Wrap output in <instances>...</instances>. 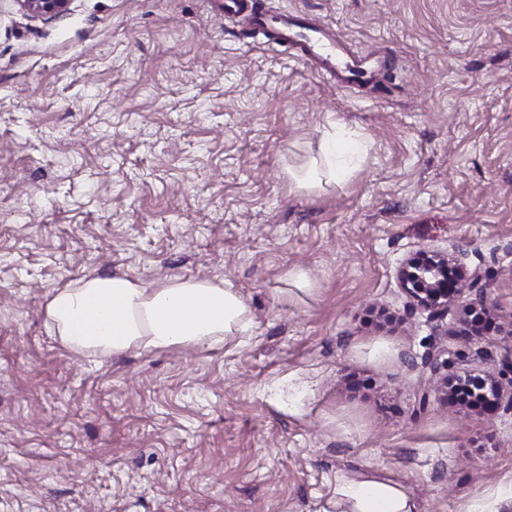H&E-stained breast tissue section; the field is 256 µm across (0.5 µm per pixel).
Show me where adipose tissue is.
<instances>
[{
	"label": "adipose tissue",
	"mask_w": 512,
	"mask_h": 512,
	"mask_svg": "<svg viewBox=\"0 0 512 512\" xmlns=\"http://www.w3.org/2000/svg\"><path fill=\"white\" fill-rule=\"evenodd\" d=\"M47 315L68 345L112 354L215 345L251 322L243 298L223 283L173 279L152 287L124 275L58 290ZM319 512H418V506L403 484L367 472L337 476Z\"/></svg>",
	"instance_id": "adipose-tissue-1"
}]
</instances>
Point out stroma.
<instances>
[{
	"label": "stroma",
	"mask_w": 512,
	"mask_h": 512,
	"mask_svg": "<svg viewBox=\"0 0 512 512\" xmlns=\"http://www.w3.org/2000/svg\"><path fill=\"white\" fill-rule=\"evenodd\" d=\"M330 24L391 68L343 85L224 0H0V512H318L381 471L419 512L512 487V409L432 390L425 358L501 374L512 347V0H245ZM341 179L299 185L328 142ZM464 253L479 334L414 306L411 253ZM228 283L246 333L82 351L62 288ZM20 10L31 17H51L69 9L72 0H15Z\"/></svg>",
	"instance_id": "35a3bbf8"
}]
</instances>
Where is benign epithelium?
<instances>
[{
  "label": "benign epithelium",
  "mask_w": 512,
  "mask_h": 512,
  "mask_svg": "<svg viewBox=\"0 0 512 512\" xmlns=\"http://www.w3.org/2000/svg\"><path fill=\"white\" fill-rule=\"evenodd\" d=\"M20 10L31 17H51L69 9L72 0H15ZM401 287L417 302V305L435 316H442L448 308L464 302L465 315H474L478 321H486L490 303L484 288L480 286L479 269H469L460 258L446 253L419 251L409 257L398 270ZM489 395L481 404L486 412L495 413L502 404L512 408V379L503 386L495 378L484 381Z\"/></svg>",
  "instance_id": "1"
}]
</instances>
